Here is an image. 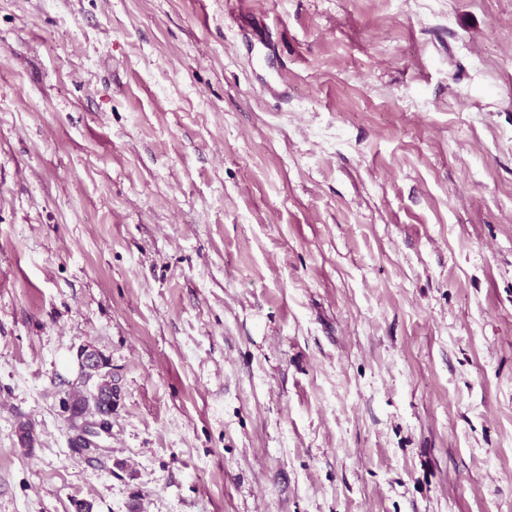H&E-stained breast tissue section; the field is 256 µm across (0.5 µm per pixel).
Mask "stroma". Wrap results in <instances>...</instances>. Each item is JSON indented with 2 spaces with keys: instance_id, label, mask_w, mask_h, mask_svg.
I'll use <instances>...</instances> for the list:
<instances>
[{
  "instance_id": "35a3bbf8",
  "label": "stroma",
  "mask_w": 512,
  "mask_h": 512,
  "mask_svg": "<svg viewBox=\"0 0 512 512\" xmlns=\"http://www.w3.org/2000/svg\"><path fill=\"white\" fill-rule=\"evenodd\" d=\"M81 502L512 512V0H0V512ZM96 367L90 368V370L79 374L77 390L72 393H68L66 398L61 400L62 408L65 411L71 410L72 415L76 412H83L86 409L89 411L103 412L107 411L112 403V387H101L99 380L96 376ZM93 380L94 391L90 394L92 403H90L88 396L86 395V389L88 383ZM112 428V413L97 414L94 420H85L77 424L76 445L80 448L98 447L95 439L101 438L103 435H109Z\"/></svg>"
}]
</instances>
